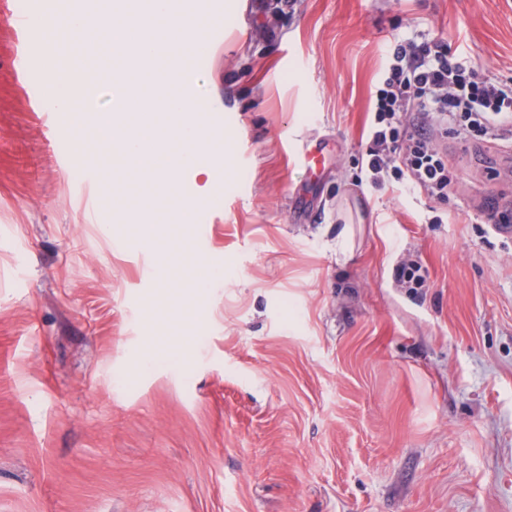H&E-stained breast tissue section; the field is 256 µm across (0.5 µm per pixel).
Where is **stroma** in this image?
Returning a JSON list of instances; mask_svg holds the SVG:
<instances>
[{
	"label": "stroma",
	"mask_w": 512,
	"mask_h": 512,
	"mask_svg": "<svg viewBox=\"0 0 512 512\" xmlns=\"http://www.w3.org/2000/svg\"><path fill=\"white\" fill-rule=\"evenodd\" d=\"M237 3L194 83L228 128L223 211L172 218L194 252L89 218L0 0V512H512V234L479 219L512 158L441 137L444 202L363 172L388 44L512 83V0ZM298 163L307 171L310 179L320 180L324 173V148L319 140L303 146L297 155Z\"/></svg>",
	"instance_id": "stroma-1"
}]
</instances>
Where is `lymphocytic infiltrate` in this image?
<instances>
[{
    "mask_svg": "<svg viewBox=\"0 0 512 512\" xmlns=\"http://www.w3.org/2000/svg\"><path fill=\"white\" fill-rule=\"evenodd\" d=\"M372 112L370 183L392 180L437 201L447 199L452 183L439 136L451 132L465 144L489 149L512 139V86L453 56L447 40L417 32L389 46Z\"/></svg>",
    "mask_w": 512,
    "mask_h": 512,
    "instance_id": "1",
    "label": "lymphocytic infiltrate"
}]
</instances>
